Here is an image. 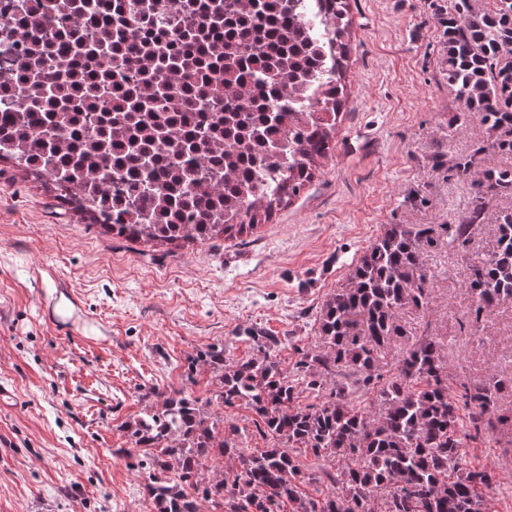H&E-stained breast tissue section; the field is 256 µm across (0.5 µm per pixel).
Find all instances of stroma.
<instances>
[{
	"mask_svg": "<svg viewBox=\"0 0 512 512\" xmlns=\"http://www.w3.org/2000/svg\"><path fill=\"white\" fill-rule=\"evenodd\" d=\"M447 0H349L346 103L312 181L243 235L151 245L107 234L57 199L48 183L0 161V512H151L138 456L123 433L156 392L200 400L209 370L187 362L208 344L252 354L245 333L323 349L314 320L346 286L352 262L389 224H448L468 206V177L432 168L485 140L479 118L456 134L458 108L443 71L437 5ZM469 255L446 240L426 251L427 308H402L407 334L380 364L390 370L408 334L430 328L451 382L512 378V301L480 331L468 320ZM494 468L492 512H512V452L493 437L465 445Z\"/></svg>",
	"mask_w": 512,
	"mask_h": 512,
	"instance_id": "stroma-1",
	"label": "stroma"
}]
</instances>
